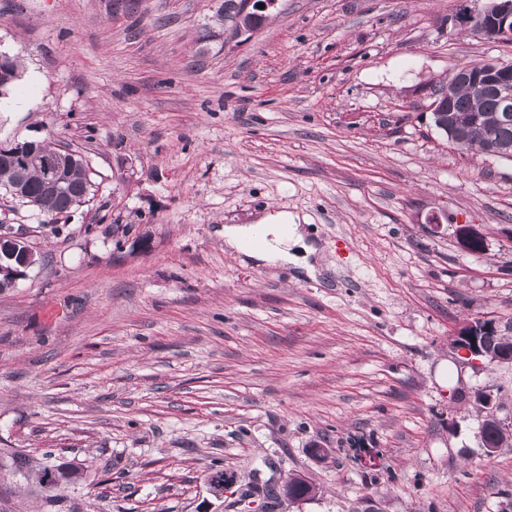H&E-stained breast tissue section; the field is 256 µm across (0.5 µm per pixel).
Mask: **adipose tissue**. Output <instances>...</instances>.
I'll return each instance as SVG.
<instances>
[{
  "mask_svg": "<svg viewBox=\"0 0 512 512\" xmlns=\"http://www.w3.org/2000/svg\"><path fill=\"white\" fill-rule=\"evenodd\" d=\"M259 231L265 236L264 246L249 247V240ZM224 250L234 258L244 257L257 265H289L311 278L320 272L315 262L318 249L308 241L300 216L286 211L253 224L225 225Z\"/></svg>",
  "mask_w": 512,
  "mask_h": 512,
  "instance_id": "obj_1",
  "label": "adipose tissue"
}]
</instances>
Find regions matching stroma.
I'll list each match as a JSON object with an SVG mask.
<instances>
[{"mask_svg": "<svg viewBox=\"0 0 512 512\" xmlns=\"http://www.w3.org/2000/svg\"><path fill=\"white\" fill-rule=\"evenodd\" d=\"M481 6L279 0L240 34L224 0H0V141H61L95 182L57 234L0 203L39 258L0 290V448L89 466L86 512H247L250 489L263 512H512V444L484 454L471 401L512 422V365L451 347L512 318V160L429 109L499 55L461 24ZM274 210L307 216L321 276L225 255V225ZM289 474L318 495L281 497ZM456 238L461 249L479 253L487 249L482 233L472 224H460L456 228Z\"/></svg>", "mask_w": 512, "mask_h": 512, "instance_id": "1", "label": "stroma"}]
</instances>
